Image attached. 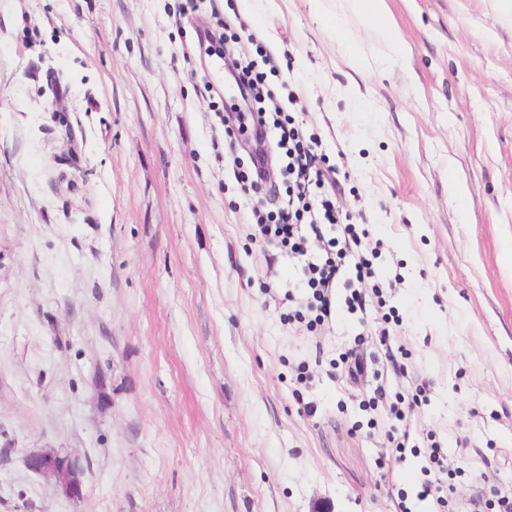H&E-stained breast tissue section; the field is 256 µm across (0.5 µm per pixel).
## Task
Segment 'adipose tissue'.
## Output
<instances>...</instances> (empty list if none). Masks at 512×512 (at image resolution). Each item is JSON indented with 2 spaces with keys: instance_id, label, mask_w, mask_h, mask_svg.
<instances>
[{
  "instance_id": "adipose-tissue-1",
  "label": "adipose tissue",
  "mask_w": 512,
  "mask_h": 512,
  "mask_svg": "<svg viewBox=\"0 0 512 512\" xmlns=\"http://www.w3.org/2000/svg\"><path fill=\"white\" fill-rule=\"evenodd\" d=\"M315 10L323 17L336 35L339 45L356 62L366 60L364 46L354 37L347 23L348 15H355L363 27L376 34L381 42V53L394 57L402 51V41L396 35L386 0H311Z\"/></svg>"
}]
</instances>
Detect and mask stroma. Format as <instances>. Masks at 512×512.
<instances>
[{"instance_id": "1", "label": "stroma", "mask_w": 512, "mask_h": 512, "mask_svg": "<svg viewBox=\"0 0 512 512\" xmlns=\"http://www.w3.org/2000/svg\"><path fill=\"white\" fill-rule=\"evenodd\" d=\"M181 3L0 0V512H490L512 489V18L387 0L405 52L349 18L360 71L309 0ZM227 57L277 95L263 140L225 122L230 82L204 93ZM279 115L371 267L345 258L314 327L256 223L287 199ZM34 448L81 458L83 499ZM24 464L32 473L55 485L59 493L70 499L83 496L80 458L56 449H34L24 455Z\"/></svg>"}]
</instances>
